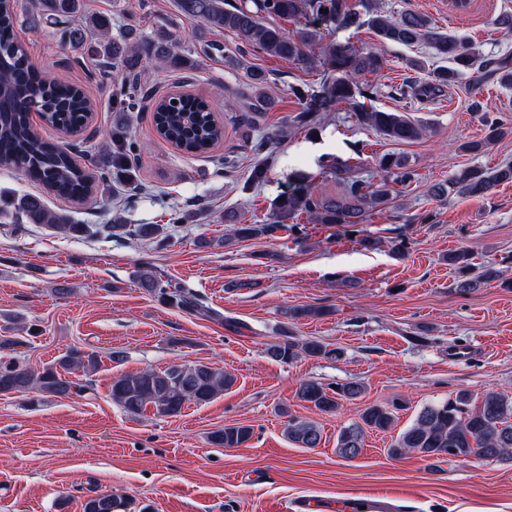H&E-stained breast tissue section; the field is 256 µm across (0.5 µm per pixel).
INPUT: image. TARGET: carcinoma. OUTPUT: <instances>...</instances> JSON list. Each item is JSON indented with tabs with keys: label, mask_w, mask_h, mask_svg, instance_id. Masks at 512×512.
<instances>
[{
	"label": "carcinoma",
	"mask_w": 512,
	"mask_h": 512,
	"mask_svg": "<svg viewBox=\"0 0 512 512\" xmlns=\"http://www.w3.org/2000/svg\"><path fill=\"white\" fill-rule=\"evenodd\" d=\"M19 0H0V165H11L42 185L45 194L72 201H85L93 194L90 168L110 173L115 178L129 179L128 159L137 146L127 126L112 129L110 144L88 158L90 167L78 164L69 148L44 139L32 128L30 114L36 112L43 122L70 136L80 135L91 111V104L82 90L60 82L40 71L31 61L15 33ZM180 12L216 31H230L243 48L252 47L265 54L288 60L307 70L323 69L324 76L316 87L291 88L300 104L292 122L313 130L319 112H333L342 104L350 107L359 122L373 127L391 142L402 144L422 139L428 126L403 112H388L367 107L366 101L378 94L376 83L366 76L380 75L387 66L384 46L423 45L434 58L445 65L434 70L432 80L417 86L411 82L390 87L389 94L404 97L416 90L422 97L452 86L469 72L486 71L498 76L504 86L512 87V69L494 54L477 51L464 39L440 30L432 20L413 11H404L395 18L385 13L380 0H178ZM38 19L62 23V37L73 49L85 46L91 37L99 46L102 78L113 82L116 108L136 105L140 84L130 81L142 59L155 58L160 65L175 71L192 67L189 57L174 53L166 39L148 40L137 28L128 24L121 33V42L112 38V18L107 15L83 17V0H40ZM288 19L299 23L290 33L278 25ZM371 29L378 44L357 48L350 43H332L323 54L313 46L327 34L340 30ZM254 102L251 111L265 112L272 106L265 93L267 76L262 71L251 73ZM158 134L187 154L202 153L224 138V125L215 117L208 103L192 94H172L160 98L153 114ZM512 132L500 118L488 119L485 135L461 145V150L479 155L488 145ZM279 127L265 133L254 145V151L270 152L285 137ZM380 173L377 186L352 174L353 166L339 156L323 165L325 177L342 186L334 194L318 192L312 179L300 173L290 176L285 200L272 204L269 224H235L232 235L238 239L268 236L278 227L293 221L292 228L304 214L316 224L353 227L365 223L369 211L387 204L392 198V185L411 181L405 157L387 153L376 160ZM512 182V163L494 168L469 165L455 169L448 180L429 187L428 194L445 200L452 193L485 196L500 184ZM14 211L27 224H41L65 237L100 236L121 238L135 233L149 236L156 232L143 224L132 232L124 224H75L67 214L49 209L44 194L28 193L11 202ZM457 279L455 289L461 294L476 291L481 285L500 277L491 265L475 270L470 255L458 251L448 255ZM136 279L140 287L161 303L185 312L203 314L207 309L189 289L162 279L153 264L140 265ZM0 329V396L29 395L31 401L43 398H67L75 390L70 375L91 373L100 366L95 352L78 348L67 351L54 363L35 371L17 356L22 340ZM267 357L281 363L302 356L326 357L333 354L319 341H295L288 337L270 343L264 350ZM236 378L224 369L208 363L173 364L164 370H143L119 374L112 380V401L136 417L151 409L168 417L180 415L185 406L203 405L229 391ZM364 388L357 382H346L332 388L313 380L303 382L298 398L324 414L336 412L344 400H355ZM396 407L372 404L365 407L359 420L341 428L336 439L337 456L352 460L361 455L369 430L385 432L395 423ZM254 434L249 425L233 424L211 434V442L224 448H239ZM285 434L299 448H316L323 433L311 419L290 416ZM416 452L429 459L463 460L499 459L512 455V397L489 391L477 403L467 390L456 392L444 401L424 406L412 424L394 440L390 454L402 457ZM82 512H132L131 502L111 493L91 497L82 505Z\"/></svg>",
	"instance_id": "obj_1"
}]
</instances>
